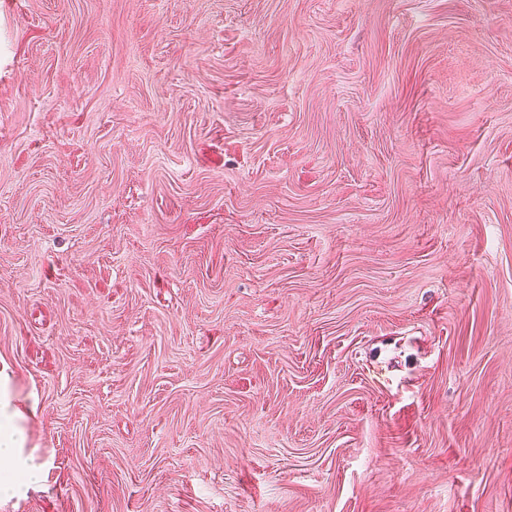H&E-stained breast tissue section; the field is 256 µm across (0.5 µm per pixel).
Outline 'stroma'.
Returning <instances> with one entry per match:
<instances>
[{"instance_id":"1","label":"stroma","mask_w":512,"mask_h":512,"mask_svg":"<svg viewBox=\"0 0 512 512\" xmlns=\"http://www.w3.org/2000/svg\"><path fill=\"white\" fill-rule=\"evenodd\" d=\"M0 512H512V0H0ZM0 370V495L12 497L41 479L40 471L26 464L24 448L28 436L24 423L27 416L15 405V394L7 372Z\"/></svg>"}]
</instances>
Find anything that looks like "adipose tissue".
I'll list each match as a JSON object with an SVG mask.
<instances>
[{
	"instance_id": "ef3b65f1",
	"label": "adipose tissue",
	"mask_w": 512,
	"mask_h": 512,
	"mask_svg": "<svg viewBox=\"0 0 512 512\" xmlns=\"http://www.w3.org/2000/svg\"><path fill=\"white\" fill-rule=\"evenodd\" d=\"M26 415L17 408L7 370H0V495L12 497L41 479L38 469L27 465Z\"/></svg>"
}]
</instances>
